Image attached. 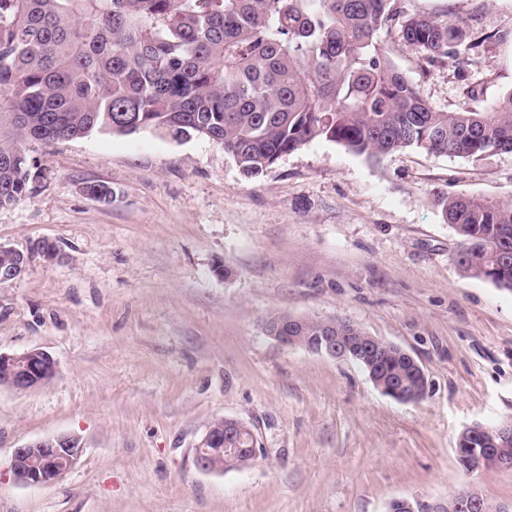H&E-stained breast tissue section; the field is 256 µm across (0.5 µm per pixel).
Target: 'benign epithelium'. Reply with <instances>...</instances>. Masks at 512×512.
I'll list each match as a JSON object with an SVG mask.
<instances>
[{"mask_svg":"<svg viewBox=\"0 0 512 512\" xmlns=\"http://www.w3.org/2000/svg\"><path fill=\"white\" fill-rule=\"evenodd\" d=\"M29 259L20 264L0 268V283H7L20 278L27 270ZM300 317L280 313L264 322L268 336L277 342L293 346L298 337L289 334ZM354 344L350 336H338L333 332L319 338L313 352L332 358L355 360ZM56 363L45 351L35 348L20 354L0 353V386H9L19 390L40 387L50 381L56 374ZM239 421L224 419L223 433L216 432L215 427L207 429L196 447V462L204 471H222L224 465L213 464V455L208 447L222 439L233 443L236 440ZM479 431L486 434L487 444L501 448L512 443V421H505L493 428L481 427ZM83 452L81 439L74 435L61 434L46 439L29 442L14 450L12 472L16 480L24 485L43 486L57 481L69 471ZM512 460L492 451L479 455L475 469L509 468ZM403 512H512V504L491 506L479 491L473 487L458 498L445 502H427L418 499L402 498L396 500Z\"/></svg>","mask_w":512,"mask_h":512,"instance_id":"benign-epithelium-1","label":"benign epithelium"}]
</instances>
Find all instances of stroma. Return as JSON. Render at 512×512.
<instances>
[{
    "label": "stroma",
    "instance_id": "35a3bbf8",
    "mask_svg": "<svg viewBox=\"0 0 512 512\" xmlns=\"http://www.w3.org/2000/svg\"><path fill=\"white\" fill-rule=\"evenodd\" d=\"M483 38L431 62L379 31L433 108L488 109L512 90V0H396ZM35 191L0 209L30 251L0 284V352L49 353L56 376L0 387V512H387L475 486L512 504V470L464 472V426L512 420V292L465 276L436 194L512 201V153L475 161L407 148L380 162L316 139L257 180L221 144L156 131L46 146ZM111 187L95 200L87 185ZM54 242L46 260L35 248ZM340 317L413 356L425 398L381 394L354 362L268 337L266 317ZM253 428L247 467L201 470L216 419ZM84 448L53 484L17 483L15 448Z\"/></svg>",
    "mask_w": 512,
    "mask_h": 512
}]
</instances>
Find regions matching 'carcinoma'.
Masks as SVG:
<instances>
[{
    "mask_svg": "<svg viewBox=\"0 0 512 512\" xmlns=\"http://www.w3.org/2000/svg\"><path fill=\"white\" fill-rule=\"evenodd\" d=\"M402 38L434 61H455L460 17L407 18L395 0H0V208L35 189L43 170L27 144L95 132H161L224 146L258 179L284 155L326 139L379 162L403 148L477 160L512 152V90L486 111L433 109L377 41ZM460 238L454 261L512 291V202L437 195ZM307 318L303 348L325 324ZM357 361L384 386L422 398L425 382L400 347ZM457 461L486 447L465 433Z\"/></svg>",
    "mask_w": 512,
    "mask_h": 512,
    "instance_id": "cac0c4a2",
    "label": "carcinoma"
}]
</instances>
